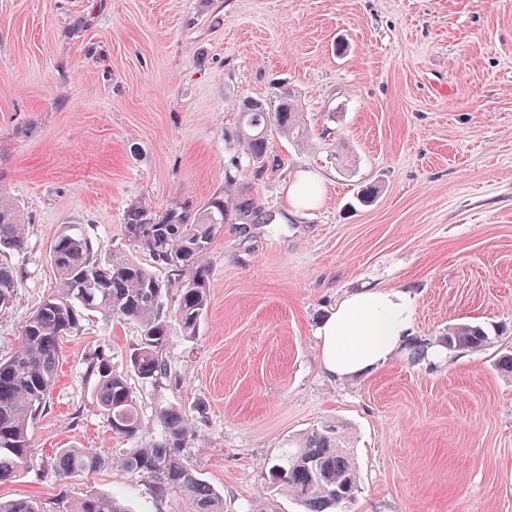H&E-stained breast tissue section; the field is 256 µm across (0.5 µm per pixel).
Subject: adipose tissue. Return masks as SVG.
<instances>
[{"label":"adipose tissue","mask_w":512,"mask_h":512,"mask_svg":"<svg viewBox=\"0 0 512 512\" xmlns=\"http://www.w3.org/2000/svg\"><path fill=\"white\" fill-rule=\"evenodd\" d=\"M415 297L400 288L346 293L314 329L321 367L342 382L385 365L411 334Z\"/></svg>","instance_id":"1"}]
</instances>
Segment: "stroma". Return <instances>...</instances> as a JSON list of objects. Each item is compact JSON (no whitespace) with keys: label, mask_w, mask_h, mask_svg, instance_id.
I'll return each mask as SVG.
<instances>
[{"label":"stroma","mask_w":512,"mask_h":512,"mask_svg":"<svg viewBox=\"0 0 512 512\" xmlns=\"http://www.w3.org/2000/svg\"><path fill=\"white\" fill-rule=\"evenodd\" d=\"M289 88L303 143L274 136L276 170L250 180L271 219L225 225L195 339L171 328L175 378L129 375L150 431L188 415V464L224 512H303L268 459L323 425L346 430L362 492L351 512H512V335L443 363L399 352L328 381L312 331L348 291L416 295L412 334L467 320L512 324V0H0V192L26 219L24 270L0 313V356L56 286L49 247L81 225L108 253L137 203L164 210L224 190L240 99ZM323 175L317 203L285 187ZM138 328L83 313L63 344L35 455L0 498L67 512L89 493L128 512H191L177 490L104 467L61 484L60 448L116 460L130 448L97 409L88 356L127 373Z\"/></svg>","instance_id":"1"}]
</instances>
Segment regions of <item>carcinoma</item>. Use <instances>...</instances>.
I'll return each mask as SVG.
<instances>
[{
    "label": "carcinoma",
    "instance_id": "carcinoma-1",
    "mask_svg": "<svg viewBox=\"0 0 512 512\" xmlns=\"http://www.w3.org/2000/svg\"><path fill=\"white\" fill-rule=\"evenodd\" d=\"M276 130L301 140L307 132L304 113L289 90L274 86V99L244 97L227 140L243 151L245 166L235 163L224 172V193L200 206L177 201L163 211L145 205L127 210L122 235L126 247L103 256L92 239L68 226L53 241L49 259L58 275L57 292L47 297L21 327L20 343L9 357H0V483L19 476L33 457L29 431L45 412L55 382L62 345L79 326L78 309L101 311L136 324L139 340L129 358V371L142 382L160 384L172 376L163 355L171 323L184 336H196L209 304V256L217 234L226 224H259L263 211L248 194L244 179L265 174L271 161L269 136ZM25 222L14 205L0 198V249L24 252ZM149 258L145 264L136 254ZM165 272L167 279L159 278ZM22 268L0 260V311L13 303ZM177 289L174 308L168 293ZM494 337L467 321L448 326L438 342L453 351L482 350ZM94 396L112 432L135 446L118 460L129 473L153 482L156 495L176 489L188 498L194 512H223L220 495L185 462L193 429L188 416L170 405L157 413L161 433L143 439L145 424L127 376L112 369L102 353L87 359ZM106 464L82 448H62L46 470L59 482L95 472ZM283 489L304 512H350L361 483L349 443L340 425L308 432L299 447L284 450L271 465ZM71 512H126L114 497L87 494L70 505ZM0 512H42L31 498L0 499Z\"/></svg>",
    "mask_w": 512,
    "mask_h": 512
}]
</instances>
